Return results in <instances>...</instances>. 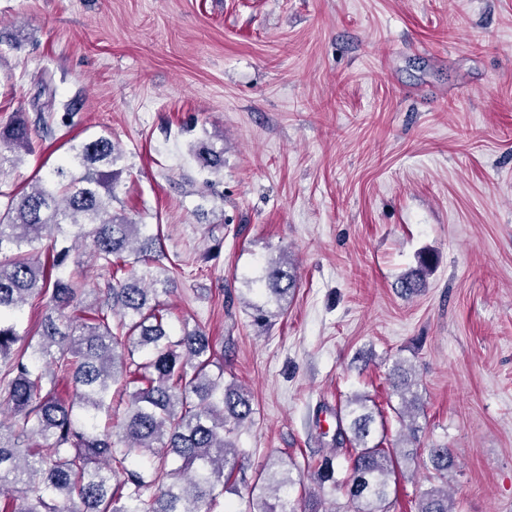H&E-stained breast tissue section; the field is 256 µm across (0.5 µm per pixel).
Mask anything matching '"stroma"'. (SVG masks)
<instances>
[{"mask_svg": "<svg viewBox=\"0 0 512 512\" xmlns=\"http://www.w3.org/2000/svg\"><path fill=\"white\" fill-rule=\"evenodd\" d=\"M54 76L71 126L0 177L25 187L70 144L124 153L112 205L159 227L178 264L173 327L196 322L257 412L250 470L293 458L318 492L341 399L400 423L386 374L421 396L419 446H447L454 512H512V0H0V123L36 120ZM224 137L207 178L191 142ZM299 287L257 331L265 260ZM431 261L410 298L396 281ZM423 460L390 479L392 512L433 486Z\"/></svg>", "mask_w": 512, "mask_h": 512, "instance_id": "obj_1", "label": "stroma"}]
</instances>
